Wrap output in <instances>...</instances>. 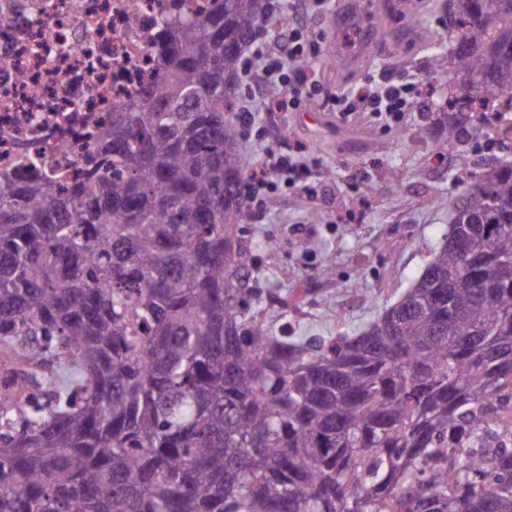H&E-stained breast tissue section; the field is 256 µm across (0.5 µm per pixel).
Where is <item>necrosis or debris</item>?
<instances>
[{"instance_id":"1","label":"necrosis or debris","mask_w":512,"mask_h":512,"mask_svg":"<svg viewBox=\"0 0 512 512\" xmlns=\"http://www.w3.org/2000/svg\"><path fill=\"white\" fill-rule=\"evenodd\" d=\"M164 0H0V168L23 149L78 172L112 110L157 89Z\"/></svg>"}]
</instances>
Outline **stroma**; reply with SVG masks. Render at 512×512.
<instances>
[{"mask_svg": "<svg viewBox=\"0 0 512 512\" xmlns=\"http://www.w3.org/2000/svg\"><path fill=\"white\" fill-rule=\"evenodd\" d=\"M344 0H327L318 14H301L289 0L274 15L264 41L301 17L315 46L316 90L297 111H268L266 93L241 95L240 120L254 133L240 138L243 154L260 167L268 153L305 147L323 180L316 195L280 191L250 206L247 225L256 244L261 281L296 290L295 307L272 316L292 336H335L366 326L419 276L450 222L443 201L457 195V149L442 147L435 118L448 96L444 82H425L431 54L425 34H443L447 0H418L417 25L388 21L379 30L382 0H359L352 26L357 50L336 24ZM387 73L420 85L401 124L384 126L364 112L336 113L337 94L361 90ZM334 179H326L327 171ZM275 240V249L265 246Z\"/></svg>", "mask_w": 512, "mask_h": 512, "instance_id": "obj_1", "label": "stroma"}]
</instances>
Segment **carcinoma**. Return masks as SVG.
<instances>
[{
    "label": "carcinoma",
    "mask_w": 512,
    "mask_h": 512,
    "mask_svg": "<svg viewBox=\"0 0 512 512\" xmlns=\"http://www.w3.org/2000/svg\"><path fill=\"white\" fill-rule=\"evenodd\" d=\"M159 91L79 178L0 169V512H512V0H452L465 166L414 283L352 335L273 331L233 113L274 0H171Z\"/></svg>",
    "instance_id": "cac0c4a2"
}]
</instances>
